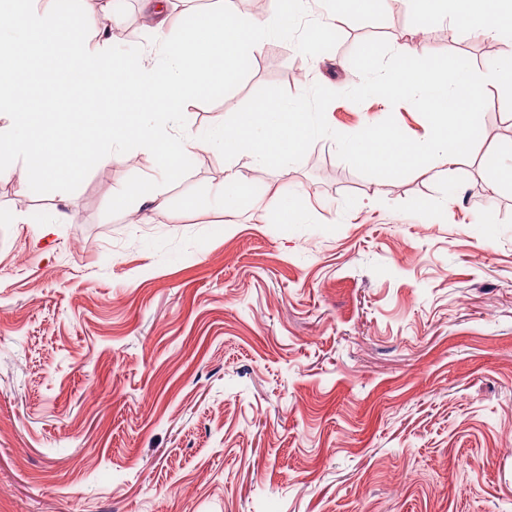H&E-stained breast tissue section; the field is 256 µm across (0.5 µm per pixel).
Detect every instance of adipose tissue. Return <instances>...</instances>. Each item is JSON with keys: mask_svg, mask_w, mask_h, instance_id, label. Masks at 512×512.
Masks as SVG:
<instances>
[{"mask_svg": "<svg viewBox=\"0 0 512 512\" xmlns=\"http://www.w3.org/2000/svg\"><path fill=\"white\" fill-rule=\"evenodd\" d=\"M306 0H269L262 17H242L235 0L172 24L174 0H143L150 38L133 52L114 48L112 28L90 17L68 26L60 0H0V182L66 202L91 169L131 148L149 152L158 178L114 195L156 210L181 180L189 157L212 151L298 159L318 129L306 100L255 97L232 126L186 127L197 100L223 92L264 38L292 27Z\"/></svg>", "mask_w": 512, "mask_h": 512, "instance_id": "1", "label": "adipose tissue"}]
</instances>
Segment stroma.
<instances>
[{"label":"stroma","mask_w":512,"mask_h":512,"mask_svg":"<svg viewBox=\"0 0 512 512\" xmlns=\"http://www.w3.org/2000/svg\"><path fill=\"white\" fill-rule=\"evenodd\" d=\"M111 4L125 49L144 44L139 0ZM83 0H69L68 20ZM331 51L270 39L224 96L185 123L220 124L264 86L291 94L360 81L363 40L425 43L478 71L506 52L451 22L342 20ZM474 159L402 178L365 176L317 140L280 169L194 156L163 212L112 208L155 176L129 151L55 200L0 183V512H512V185L488 198L489 151L512 165V113L486 87ZM412 104L340 97L335 131ZM233 173L286 193L301 215L242 197L186 208ZM454 179L462 194L445 200Z\"/></svg>","instance_id":"stroma-1"}]
</instances>
